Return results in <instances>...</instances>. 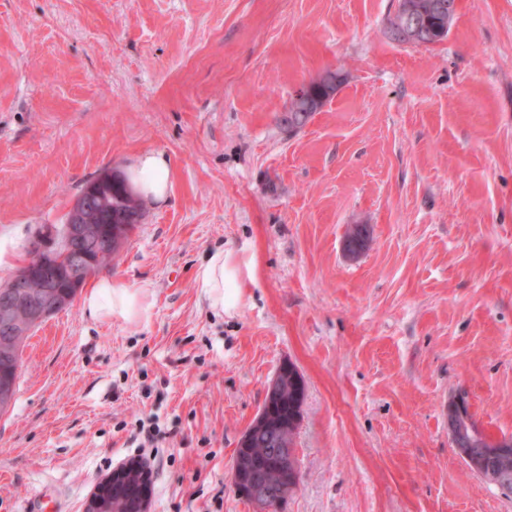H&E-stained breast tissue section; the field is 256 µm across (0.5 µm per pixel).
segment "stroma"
<instances>
[{"instance_id": "1", "label": "stroma", "mask_w": 512, "mask_h": 512, "mask_svg": "<svg viewBox=\"0 0 512 512\" xmlns=\"http://www.w3.org/2000/svg\"><path fill=\"white\" fill-rule=\"evenodd\" d=\"M398 4L0 0V282L89 180L171 160L110 271L151 283L148 319L75 303L26 341L0 512L49 494L84 512L146 419L151 512H255L232 465L287 361L306 398L282 512H512L446 416L462 395L512 436V0H456L426 46L391 36ZM330 70L338 92L285 126ZM222 247L252 274L218 316L194 273ZM322 77V80L331 86H327L322 82H311L310 98L307 94V85L302 84L294 90L293 98L300 108L294 109L290 101L288 111L282 118V121L285 124H288L289 127L304 126L310 117H312L315 112H318L321 109L323 102L338 90L343 81L342 80L337 86L332 87V85H336V82L339 79V75L335 72H330L328 74L326 73ZM310 99L312 101L313 107L308 109L310 107ZM302 107L308 110H304Z\"/></svg>"}]
</instances>
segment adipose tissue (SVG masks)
I'll use <instances>...</instances> for the list:
<instances>
[{
    "label": "adipose tissue",
    "mask_w": 512,
    "mask_h": 512,
    "mask_svg": "<svg viewBox=\"0 0 512 512\" xmlns=\"http://www.w3.org/2000/svg\"><path fill=\"white\" fill-rule=\"evenodd\" d=\"M129 181L139 196L148 202L165 200L169 190V160L164 153L138 156L126 168ZM243 276L241 261L233 251L209 252L195 270V282L201 288L209 309L224 314L236 309ZM153 291L150 284L129 285L99 277L81 300L83 312L96 321L133 323L148 317Z\"/></svg>",
    "instance_id": "obj_1"
}]
</instances>
